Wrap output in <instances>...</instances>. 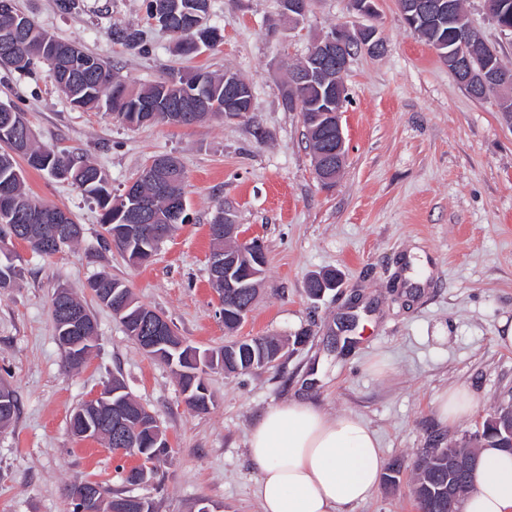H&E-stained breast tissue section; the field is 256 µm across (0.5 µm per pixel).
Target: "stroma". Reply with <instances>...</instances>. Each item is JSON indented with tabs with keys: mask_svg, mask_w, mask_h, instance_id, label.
I'll return each instance as SVG.
<instances>
[{
	"mask_svg": "<svg viewBox=\"0 0 512 512\" xmlns=\"http://www.w3.org/2000/svg\"><path fill=\"white\" fill-rule=\"evenodd\" d=\"M19 11L57 37L111 64L126 83L152 84L173 73L237 71L254 89L253 108L190 127L130 126L106 110L71 108L46 73L0 68V101L26 115L38 144L83 153L114 193L153 157L177 156L192 220L179 225L148 263L134 266L104 248L100 210L80 189L26 171V191L61 208L82 227L78 243L49 257L23 242L11 253L20 271L0 290V377L19 401L0 429V512H69L67 489L91 481L106 496L144 497L154 512H260L257 472L247 454L251 426L271 406L306 396L329 413H351L375 430L387 462L404 470L396 487L379 484L353 512H417L416 461L429 448L461 445L501 406L512 404V348L497 342L512 322V118L497 94L472 97L447 63L403 22L397 0H378L376 17L349 0H309L303 21H280L279 0H211L217 46L190 56L147 18L143 0H111L108 14L60 12L56 0H15ZM482 40L512 65V36L487 18L482 0H464ZM373 25L381 54L357 53L344 76L342 124L347 161L335 186L314 172L300 113L283 105L291 66L336 24ZM139 29L151 52L112 39L113 25ZM262 239L267 265L246 321L225 329L209 280V226L219 210ZM338 270L339 288L319 300L306 284ZM122 281L142 304L163 313L178 336L202 350L243 336L285 341L272 365L209 371L208 412L191 410L170 366L146 355L87 288L94 276ZM69 289L92 312L95 347L74 370L54 330L51 301ZM309 340L294 344L300 332ZM166 430L171 456L159 486H130L116 475L135 457L70 431L72 410L112 380ZM466 385L479 406L442 423L438 396Z\"/></svg>",
	"mask_w": 512,
	"mask_h": 512,
	"instance_id": "1",
	"label": "stroma"
}]
</instances>
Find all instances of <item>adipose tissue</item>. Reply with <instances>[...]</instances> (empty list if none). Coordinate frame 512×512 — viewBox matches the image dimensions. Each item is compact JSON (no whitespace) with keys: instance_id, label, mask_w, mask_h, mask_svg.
<instances>
[{"instance_id":"ef3b65f1","label":"adipose tissue","mask_w":512,"mask_h":512,"mask_svg":"<svg viewBox=\"0 0 512 512\" xmlns=\"http://www.w3.org/2000/svg\"><path fill=\"white\" fill-rule=\"evenodd\" d=\"M247 445L261 512H351L376 491L386 465L363 420L305 399L268 408ZM463 512H512V453L481 445Z\"/></svg>"}]
</instances>
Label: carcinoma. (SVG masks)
I'll use <instances>...</instances> for the list:
<instances>
[{"label": "carcinoma", "instance_id": "carcinoma-1", "mask_svg": "<svg viewBox=\"0 0 512 512\" xmlns=\"http://www.w3.org/2000/svg\"><path fill=\"white\" fill-rule=\"evenodd\" d=\"M210 0H169L168 13L172 16L174 28L179 33L174 35L175 47L183 53L194 51L193 38L200 35L209 43L218 40L216 29L205 24L200 28L185 32L181 26L191 25L204 18L209 11ZM422 37L431 46L448 45V52H455L458 43L455 36V25L451 22L434 24L426 27ZM112 40L139 53L148 52L139 30L112 25ZM462 52L470 56L474 72L479 73L492 63L499 60L495 50L488 47L476 35L472 43ZM44 63L48 66L47 77L56 89L66 98L69 104L82 110L106 106L121 122L142 126L147 117L145 108L153 106L157 109L156 121H164L166 107L187 104L205 99L217 105L219 112H224V77L215 76L208 71L197 70L189 74H177L171 78L144 86L129 85L115 76L112 66L104 60L79 50L78 47L56 38L29 16L12 10V13H0V67L9 72L29 74L35 65ZM25 146L30 153L42 157L40 165L30 168L52 175L57 170L68 173L65 181L75 185L87 197L94 200L101 209V224L105 231L103 242L113 246L133 265L140 264L147 254L158 250L159 242L144 233L129 237L125 233V225L131 223L130 213L141 210L142 224L150 227L154 224H168L171 221L172 208L179 204L185 205L184 172L179 160L170 155H160L158 159L166 162V166L155 171H142L137 177V195L131 197L114 194L104 172L82 156L65 150L37 147L33 138L26 139ZM27 157L21 154L12 141V137L0 135V244L12 241V236H19L28 242L31 251L38 255H52L69 245L67 241L55 242V227L52 224H31L30 216L37 208H45L47 204L30 196L24 190V174L16 157ZM19 276L13 259L4 255L0 257V288L15 281ZM130 299V308L119 315L126 334L140 336L142 327L136 312L147 310V307L133 299L131 292H126ZM248 304L245 297H229L224 304V327L233 330L239 308ZM55 335L65 353L68 366L76 367L72 349L61 337L63 315L57 307H52ZM166 341L173 344L169 349L173 356L174 373L178 378L182 391L188 392L186 404L192 410H206L208 406L199 404L204 398L200 390L207 389L204 380V352L191 345L176 348L179 337L171 335ZM281 345V340L261 336L259 341L251 342L247 347L239 348L236 362L239 372H251L263 368L261 362L267 358L271 347ZM120 403L131 413L124 428V440L117 442L108 428L102 426L105 416L90 413L87 420H70V427L78 436L103 438L110 448H124L125 454H140L146 458L156 451L153 446L152 433L149 428L141 425L139 411L143 406L136 402L128 392L116 395ZM512 428V411L503 407L494 416L485 421L482 430L476 432L472 443L478 444L486 440H495L512 450V439L507 431ZM472 468L463 470L450 466L448 453L441 449L426 450L423 458L415 466L414 487L421 492L417 499L419 508H426L432 498L436 499V512H448V498H436L439 489L454 483L457 496H463L469 488ZM125 496L114 495L104 500L102 487L93 489L90 499L70 496L71 512H110L111 505L119 503Z\"/></svg>", "mask_w": 512, "mask_h": 512}]
</instances>
